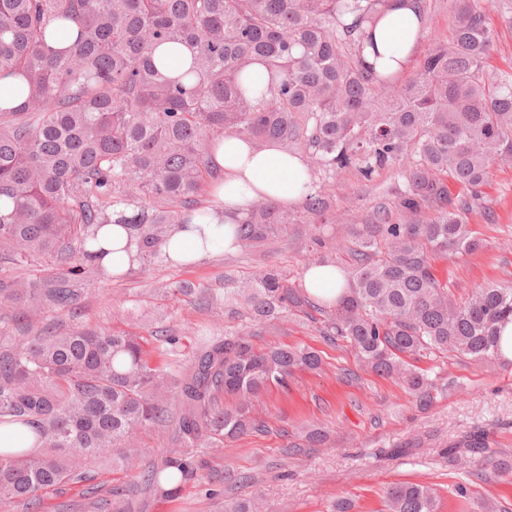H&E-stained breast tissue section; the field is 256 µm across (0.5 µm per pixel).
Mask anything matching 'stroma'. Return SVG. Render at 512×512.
Returning a JSON list of instances; mask_svg holds the SVG:
<instances>
[{
  "mask_svg": "<svg viewBox=\"0 0 512 512\" xmlns=\"http://www.w3.org/2000/svg\"><path fill=\"white\" fill-rule=\"evenodd\" d=\"M396 182L387 170L370 185L357 175H342L336 209L368 212ZM482 193L495 220L471 214L479 249L434 262L438 278L460 302L485 283L512 281V165H493ZM268 266L303 285L307 259L284 237L256 252L218 250L190 265L167 261L132 266L117 278L93 276L71 307L47 311L42 323L63 331H137L155 364L177 373L192 363L203 340L251 325L244 313L224 312L199 295L173 296V283L188 281L220 298L225 278H247ZM163 327L180 336L176 350L159 340ZM254 329L257 347L301 344L322 357L320 371L296 372L287 387L260 397L256 408L264 432L241 436L218 453L186 449L199 479L180 497L167 498L146 488L141 476L167 451L184 447L176 419L149 426L129 438L125 462L113 464L108 456L89 462L80 481L45 495L42 512H96L98 497L109 500L113 512H220L221 499L207 493L213 485L235 497L262 492L270 512H330L338 500L349 502L351 512H383L386 489L403 482L432 487L439 512H512V480H480L471 475V463L450 465L447 453L450 444L479 429L491 449L512 460L511 362L477 363L451 354L420 359L418 367L438 387L423 405L398 380L362 366L346 343L328 342L306 318ZM317 427L328 433L325 444L288 451V443L301 444ZM228 472L243 476V483L225 485ZM460 484L468 489L466 497L455 492Z\"/></svg>",
  "mask_w": 512,
  "mask_h": 512,
  "instance_id": "35a3bbf8",
  "label": "stroma"
}]
</instances>
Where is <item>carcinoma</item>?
I'll list each match as a JSON object with an SVG mask.
<instances>
[{
    "label": "carcinoma",
    "mask_w": 512,
    "mask_h": 512,
    "mask_svg": "<svg viewBox=\"0 0 512 512\" xmlns=\"http://www.w3.org/2000/svg\"><path fill=\"white\" fill-rule=\"evenodd\" d=\"M383 2L0 0V80H18L21 98L0 107V199L12 203L0 214V260L54 255L62 264L44 278H0V304L17 309L25 328L47 309L71 306L101 272L89 242L104 224L125 227L138 263L162 264L174 228L204 214V194L219 180L217 138L234 135L302 155L308 175L297 208L267 198L248 205L233 226L241 251L312 224L298 248L336 266L319 226L342 219L337 177L354 172L371 183L388 170L401 180L391 206L356 217L362 229L346 247L345 287L333 301L320 298L324 338L350 343L423 403L433 385L412 361L437 352L501 358L512 285L478 287L459 304L432 260L479 246L469 216L481 207L491 166L512 164V66L486 71L498 40L487 4L448 0L449 36L433 39L408 79L383 78L365 56L366 26ZM165 44L190 52L176 75L155 60ZM253 64L268 74L262 87L248 81ZM242 303L260 325L313 307L275 267L224 280V306ZM321 364L308 346L257 351L230 332L206 341L173 378L152 365L135 332L23 337L0 353V425L29 428L39 451L0 450V502L41 512L43 492L79 467L109 453L121 462L136 430L169 418V399L188 448L262 432L253 410L260 395ZM462 447L476 477L512 476L483 432ZM196 480L178 450L146 474L167 498ZM385 500L387 512H436L432 489L421 484L395 483ZM222 512L268 509L254 494L224 500Z\"/></svg>",
    "instance_id": "cac0c4a2"
}]
</instances>
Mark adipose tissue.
I'll return each mask as SVG.
<instances>
[{"label":"adipose tissue","instance_id":"obj_1","mask_svg":"<svg viewBox=\"0 0 512 512\" xmlns=\"http://www.w3.org/2000/svg\"><path fill=\"white\" fill-rule=\"evenodd\" d=\"M424 34L416 0H386L372 29L379 55L376 71L398 76L410 66ZM214 163L223 179L214 190L207 214L195 216L190 225L177 227L163 251L176 264L194 262L216 249H230L232 217L253 200L267 197L281 204L299 202L307 181L302 157L281 150L275 143L256 146L236 136L219 138ZM92 248L106 274L124 273L136 258L126 229L119 224L99 228Z\"/></svg>","mask_w":512,"mask_h":512}]
</instances>
